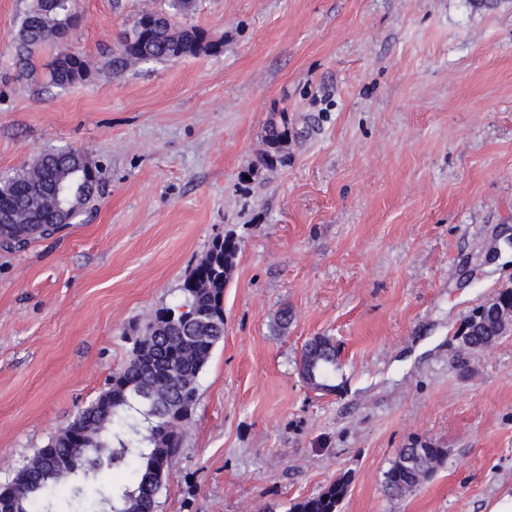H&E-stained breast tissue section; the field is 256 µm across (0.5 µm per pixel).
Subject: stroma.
I'll return each instance as SVG.
<instances>
[{"instance_id":"obj_1","label":"stroma","mask_w":512,"mask_h":512,"mask_svg":"<svg viewBox=\"0 0 512 512\" xmlns=\"http://www.w3.org/2000/svg\"><path fill=\"white\" fill-rule=\"evenodd\" d=\"M32 0H0V174L81 149L100 170L76 223L0 250V484L97 398L129 336L181 297L212 241L241 239L224 338L157 512H261L352 477L340 512H489L512 495V332L460 330L512 287V0H195L218 55L49 88L19 77ZM76 0L70 47L106 67L147 6ZM286 122L274 167L269 121ZM294 320L277 334L273 319ZM340 348L333 392L298 374ZM447 449L415 492L383 474ZM500 311L503 312L504 317H492L482 311L477 314L483 306L488 307L494 303L493 299L474 310L470 318L475 320L471 325L469 331L463 336L462 345L465 349L479 350L486 349L494 346L498 340L504 336L508 331L512 330V322L506 318V309L512 306V287L502 288L497 293ZM300 366L306 384L314 389L334 390L331 380L340 369L335 341L327 336L310 338L303 345Z\"/></svg>"}]
</instances>
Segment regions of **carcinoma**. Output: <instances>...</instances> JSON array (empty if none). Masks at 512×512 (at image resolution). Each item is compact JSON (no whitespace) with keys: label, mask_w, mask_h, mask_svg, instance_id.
Here are the masks:
<instances>
[{"label":"carcinoma","mask_w":512,"mask_h":512,"mask_svg":"<svg viewBox=\"0 0 512 512\" xmlns=\"http://www.w3.org/2000/svg\"><path fill=\"white\" fill-rule=\"evenodd\" d=\"M194 0H168V10H144L132 27L120 34L112 69L159 60L176 61L200 53L216 54L221 44L206 39L198 26H183L178 16L188 13ZM71 0H33L13 41L21 73L36 71V51L46 44L63 45L59 36L65 27ZM49 85L75 83V73L90 77L92 67L79 53L61 52L48 64ZM265 140L268 151L262 161L274 164L288 140V127L270 124ZM75 150L65 148L40 155L34 165L0 181V245L13 250L25 247L35 237H49L56 225L55 186L66 183L68 193L85 207L94 192L81 193L84 173L75 170ZM241 243L232 233L213 240L206 255L188 274L181 288L182 300L157 310L131 338L129 358L122 377L112 386L107 403H91L63 430L50 438L17 471L28 485L18 491V512H101L112 501L116 512H152L157 507L160 483L155 475L161 461L172 466L183 434L192 422L198 399V381L215 346L224 339V288L232 278ZM475 320L463 336L466 349L494 346L512 322L505 317L472 313ZM301 371L314 389H335L331 384L340 369L335 341L315 336L305 342ZM77 432L97 449L98 457L110 461L99 473L73 485L71 460L78 448L70 437ZM417 446L399 450L384 472V487L393 497L418 489L445 462L447 450L429 447L416 455ZM351 483L345 473L316 495L293 503L287 512H339Z\"/></svg>","instance_id":"1"}]
</instances>
